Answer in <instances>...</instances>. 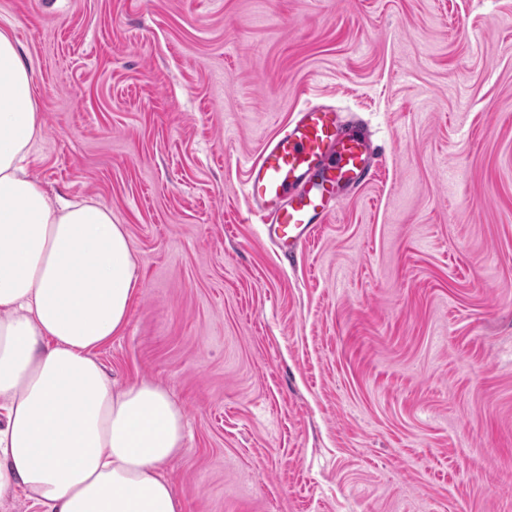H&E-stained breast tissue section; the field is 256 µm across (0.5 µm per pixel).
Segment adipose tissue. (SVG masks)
Wrapping results in <instances>:
<instances>
[{
	"label": "adipose tissue",
	"mask_w": 512,
	"mask_h": 512,
	"mask_svg": "<svg viewBox=\"0 0 512 512\" xmlns=\"http://www.w3.org/2000/svg\"><path fill=\"white\" fill-rule=\"evenodd\" d=\"M42 119L30 68L0 30V497L44 512H183L163 466L184 449L167 390L116 386L96 349L139 284L124 225L51 198L27 170Z\"/></svg>",
	"instance_id": "1"
}]
</instances>
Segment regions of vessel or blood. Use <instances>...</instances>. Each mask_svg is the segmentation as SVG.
Wrapping results in <instances>:
<instances>
[{
	"instance_id": "1",
	"label": "vessel or blood",
	"mask_w": 512,
	"mask_h": 512,
	"mask_svg": "<svg viewBox=\"0 0 512 512\" xmlns=\"http://www.w3.org/2000/svg\"><path fill=\"white\" fill-rule=\"evenodd\" d=\"M375 164L369 134L330 106L310 103L263 144L244 198L267 237L296 250L308 244L337 196L356 190Z\"/></svg>"
}]
</instances>
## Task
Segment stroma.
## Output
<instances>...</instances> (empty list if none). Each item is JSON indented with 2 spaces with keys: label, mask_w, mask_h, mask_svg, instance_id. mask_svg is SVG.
<instances>
[{
  "label": "stroma",
  "mask_w": 512,
  "mask_h": 512,
  "mask_svg": "<svg viewBox=\"0 0 512 512\" xmlns=\"http://www.w3.org/2000/svg\"><path fill=\"white\" fill-rule=\"evenodd\" d=\"M30 169L125 225L96 357L181 408L185 512H512V0H0ZM378 153L306 248L246 211L306 101Z\"/></svg>",
  "instance_id": "stroma-1"
}]
</instances>
